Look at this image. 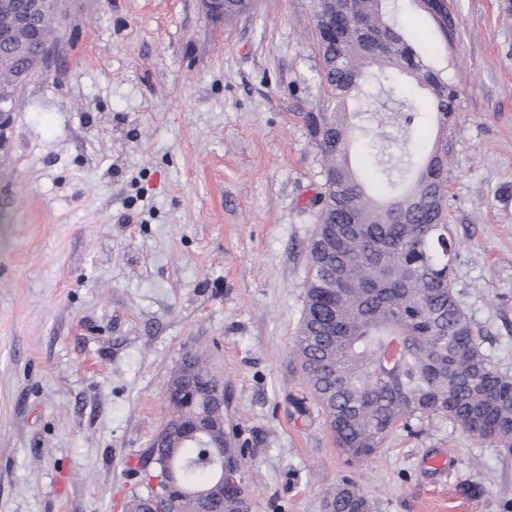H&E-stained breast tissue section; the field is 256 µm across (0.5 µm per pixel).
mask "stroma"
Segmentation results:
<instances>
[{
  "instance_id": "35a3bbf8",
  "label": "stroma",
  "mask_w": 512,
  "mask_h": 512,
  "mask_svg": "<svg viewBox=\"0 0 512 512\" xmlns=\"http://www.w3.org/2000/svg\"><path fill=\"white\" fill-rule=\"evenodd\" d=\"M394 19L454 85V288L512 375V12L416 0ZM317 0H66L63 51L0 153V512H124V476L190 352L223 379L248 512H320L343 475L373 512H512V455L444 418L348 467L291 356L323 161ZM446 456V469L432 458ZM484 493L472 499L468 484ZM224 1V6H223ZM204 0V8L211 19H223L231 22L250 12L254 6L253 0ZM222 3V5H220ZM430 1L431 0H419L420 8L434 21L442 35L448 40V36H453L456 29L454 21L448 20V16L452 17V14L449 11L447 13L442 11L441 8H436Z\"/></svg>"
}]
</instances>
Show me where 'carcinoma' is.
Instances as JSON below:
<instances>
[{
	"instance_id": "obj_1",
	"label": "carcinoma",
	"mask_w": 512,
	"mask_h": 512,
	"mask_svg": "<svg viewBox=\"0 0 512 512\" xmlns=\"http://www.w3.org/2000/svg\"><path fill=\"white\" fill-rule=\"evenodd\" d=\"M0 32L29 0H7ZM383 0H321L317 14L351 17L354 34L336 37L316 28L321 76L334 107L308 112L305 122L324 166V190L312 200L317 222L306 246L305 301L292 355L310 398L346 462L376 454L397 427L441 417L470 435L492 438L512 452V376L494 367L451 281L455 246L448 231V140L457 92L427 64L382 9ZM445 37L456 24L448 13L419 0ZM254 0H224V21L250 12ZM38 44L25 52L0 43V105L15 107L20 76ZM380 89L405 108L377 123L370 143L377 158L369 179L350 160L359 113L345 101L368 70ZM432 104L433 142H422L421 110ZM191 396L169 403L170 413L138 456L127 478L143 487L126 512H248L245 491L218 483L208 449L187 437L186 424L201 414L224 381L199 354L174 371ZM244 448L224 433V461L244 466ZM174 469L177 481L207 491L203 498H162L152 478ZM323 512H371L362 488L349 476L324 501Z\"/></svg>"
}]
</instances>
